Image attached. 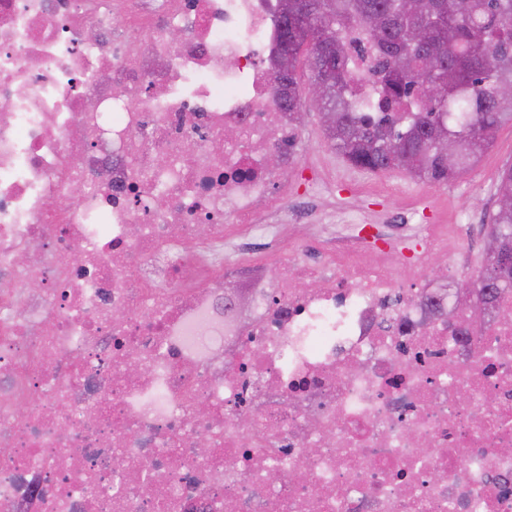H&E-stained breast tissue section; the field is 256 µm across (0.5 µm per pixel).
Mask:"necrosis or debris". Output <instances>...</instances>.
<instances>
[{"instance_id": "obj_1", "label": "necrosis or debris", "mask_w": 512, "mask_h": 512, "mask_svg": "<svg viewBox=\"0 0 512 512\" xmlns=\"http://www.w3.org/2000/svg\"><path fill=\"white\" fill-rule=\"evenodd\" d=\"M277 36L273 0H0V512H512V292L422 280L464 250L431 224L409 263L266 223ZM239 238L280 255L228 290Z\"/></svg>"}]
</instances>
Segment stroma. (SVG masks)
I'll list each match as a JSON object with an SVG mask.
<instances>
[{
    "instance_id": "1",
    "label": "stroma",
    "mask_w": 512,
    "mask_h": 512,
    "mask_svg": "<svg viewBox=\"0 0 512 512\" xmlns=\"http://www.w3.org/2000/svg\"><path fill=\"white\" fill-rule=\"evenodd\" d=\"M289 169L292 194L288 213L298 222L328 220L327 231L345 240L348 212L359 213L385 239H403L407 254L419 249L405 219L419 224H444L449 231L466 233L473 224H486L493 210L500 170L512 164V126L503 125L492 147L462 179L430 183L411 177L405 170L371 173L344 161L332 148L321 126L319 113L302 110L299 139ZM324 168L329 181L319 196H311L306 183L313 165Z\"/></svg>"
}]
</instances>
